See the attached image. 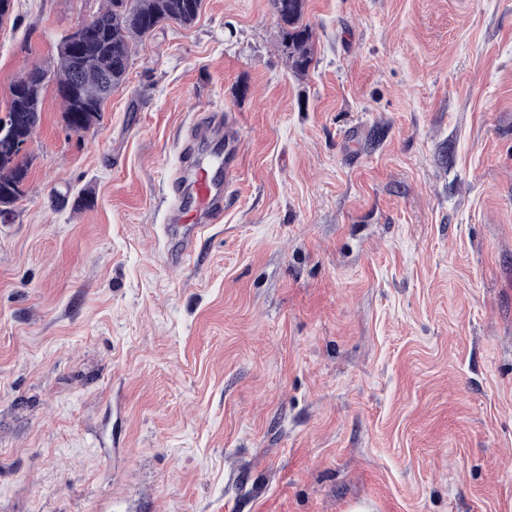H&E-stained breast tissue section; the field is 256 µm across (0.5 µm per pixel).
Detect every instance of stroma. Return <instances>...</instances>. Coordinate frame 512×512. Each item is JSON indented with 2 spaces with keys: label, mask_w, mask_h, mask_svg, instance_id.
<instances>
[{
  "label": "stroma",
  "mask_w": 512,
  "mask_h": 512,
  "mask_svg": "<svg viewBox=\"0 0 512 512\" xmlns=\"http://www.w3.org/2000/svg\"><path fill=\"white\" fill-rule=\"evenodd\" d=\"M102 0H12L17 77ZM203 0L0 223V512H512V0ZM242 174L178 270L197 112ZM280 25L279 48L295 74L307 72L314 61L313 31L304 23L305 0H272Z\"/></svg>",
  "instance_id": "35a3bbf8"
}]
</instances>
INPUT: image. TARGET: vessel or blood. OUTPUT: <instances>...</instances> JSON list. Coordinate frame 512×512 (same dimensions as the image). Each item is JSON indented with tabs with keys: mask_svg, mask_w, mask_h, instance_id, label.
Instances as JSON below:
<instances>
[{
	"mask_svg": "<svg viewBox=\"0 0 512 512\" xmlns=\"http://www.w3.org/2000/svg\"><path fill=\"white\" fill-rule=\"evenodd\" d=\"M183 165L173 176L164 260L182 265L209 224L222 217L224 196L241 172L240 139L226 116L200 113L182 144Z\"/></svg>",
	"mask_w": 512,
	"mask_h": 512,
	"instance_id": "obj_1",
	"label": "vessel or blood"
}]
</instances>
